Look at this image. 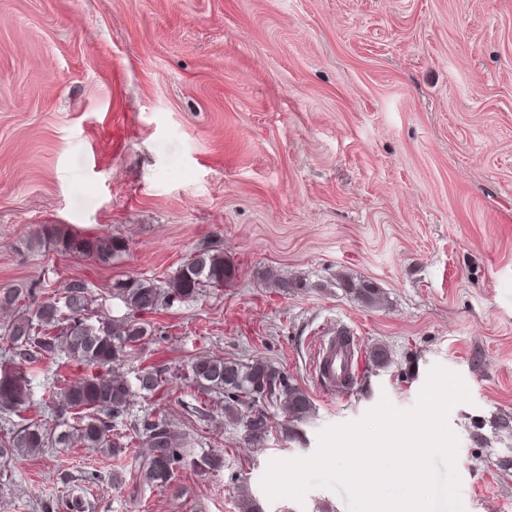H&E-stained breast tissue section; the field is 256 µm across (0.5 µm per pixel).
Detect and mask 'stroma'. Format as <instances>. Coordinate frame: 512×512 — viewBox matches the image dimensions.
<instances>
[{"instance_id": "1", "label": "stroma", "mask_w": 512, "mask_h": 512, "mask_svg": "<svg viewBox=\"0 0 512 512\" xmlns=\"http://www.w3.org/2000/svg\"><path fill=\"white\" fill-rule=\"evenodd\" d=\"M112 235L103 263L40 240L42 227ZM222 250L220 288L146 315L152 334L122 371L160 366L128 422L166 416L213 473L166 489L114 488L128 458L47 448L0 461V512H67L58 472L92 475L91 512H347L315 487L270 501V460L312 455L325 427L388 398L413 408L429 371L471 396L448 425L465 512H512V0H0V287L41 299L88 284L90 316L120 319L116 281H163L196 249ZM293 281L289 291L270 276ZM384 294L369 307L339 279ZM349 328L393 367L343 394L312 372L313 337ZM263 359L301 386L312 413L252 447L219 401L190 414L200 356ZM415 371L400 375L406 357ZM66 357L30 367L32 405L0 413L54 426L51 399L82 374Z\"/></svg>"}]
</instances>
